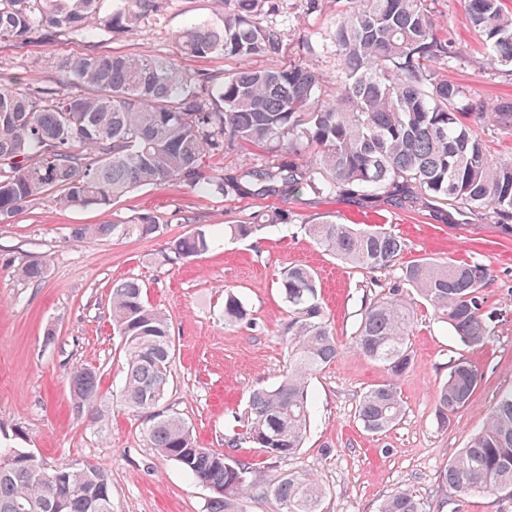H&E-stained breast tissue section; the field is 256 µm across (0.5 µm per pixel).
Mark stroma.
<instances>
[{"label": "stroma", "mask_w": 512, "mask_h": 512, "mask_svg": "<svg viewBox=\"0 0 512 512\" xmlns=\"http://www.w3.org/2000/svg\"><path fill=\"white\" fill-rule=\"evenodd\" d=\"M283 6L279 21L288 33L289 59L334 73L329 40L334 0H322L313 12L305 0H284ZM432 8L440 34L462 52L461 58L440 63L439 75L491 104L512 99V72L489 68L465 0H432ZM223 10L221 0H165L159 17L131 33L105 32L94 17L84 38L35 32L0 43V89L16 84L33 91L63 90L58 59L89 48L175 55L187 72L222 78L232 61L179 56L175 36L189 23L216 19ZM267 159L260 148L229 142L211 152L205 166L220 178ZM260 213L281 222L248 237L225 236V225L251 223ZM140 216L154 217L161 233L122 241L79 240L72 233L80 224H128ZM325 221L384 228L401 238L404 249L390 269L353 267L308 236L306 225ZM197 230L213 238L208 252L176 264L163 262L169 241ZM33 257L48 263L43 282L26 283L15 275ZM421 258L488 268L484 297L491 334L484 347L464 346L401 284L403 266ZM293 264L316 272L342 348L311 380L303 448L275 460L247 443V410L251 392L275 384L286 370L288 309L278 279ZM127 279L138 281L149 304L168 319L174 361L162 406L190 425L201 447L250 462L262 483L287 473L315 477L326 492V512H378L383 499L400 489L411 490L427 512H512L510 496H467L442 479L460 449L484 427L499 397L512 391V233L500 225L477 212L452 209L441 222L428 208L309 192L227 197L174 182L137 189L103 209L63 208L45 197L13 223L0 224V442L29 449L52 468L102 467L112 488V512H206L210 490L149 448L146 414L119 402L125 353L112 327L110 295L113 283ZM395 290L412 311L414 361L397 380L403 416L388 431L371 434L359 424L356 405L388 373L350 348L349 340L366 302ZM228 291L243 302L250 323L225 324ZM50 328L55 339L49 343ZM462 358L482 372L483 380L471 404L444 423L437 393ZM80 365L100 375L102 405L109 412L105 431L90 427L73 410L68 373Z\"/></svg>", "instance_id": "1"}]
</instances>
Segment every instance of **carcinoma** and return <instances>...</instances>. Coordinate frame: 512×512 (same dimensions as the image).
Here are the masks:
<instances>
[{
  "label": "carcinoma",
  "instance_id": "1",
  "mask_svg": "<svg viewBox=\"0 0 512 512\" xmlns=\"http://www.w3.org/2000/svg\"><path fill=\"white\" fill-rule=\"evenodd\" d=\"M100 0H0V41L20 39L36 25L73 36L86 34ZM329 40L336 51V84L297 62L274 63L287 33L274 21L283 0H224L217 21L192 23L176 37L184 56L273 61L244 66L219 81L183 70L174 58L90 51L59 61L69 89L61 92L0 90V222L9 223L45 196L68 208H106L143 186L182 183L226 196L302 193L383 197L400 208L432 201L463 211L480 209L504 227L512 221V161L491 156L474 126L492 119L512 127V101L491 107L466 97L462 86L440 78L435 65L460 52L441 36L428 0H344ZM470 22L488 64L512 72V13L501 0H466ZM162 0H116L100 25L112 33L137 30L162 8ZM272 154L260 169L211 176L206 153L224 137ZM229 224L224 231L249 236L264 228ZM160 232L151 216L129 224H88L77 239H127ZM324 250L368 270L393 266L403 250L397 236L357 231L345 224H310ZM211 240L193 232L171 242L164 260L195 258ZM47 263L33 258L16 269L40 282ZM401 281L427 301L460 342L485 345L490 330L480 263L423 258L402 269ZM288 306V368L280 382L249 398V442L271 459L298 452L309 428V381L339 352L319 298L314 273L294 265L283 272ZM112 325L124 342L127 375L123 404L150 413L149 447L177 462L212 491L208 512H243L242 500L258 488L248 463L198 446L184 419L159 409L171 376L173 349L166 316L145 301L143 288L127 280L112 286ZM248 321L233 293L224 299V322ZM411 312L392 295L365 305L350 345L382 364L389 378L363 393L357 417L371 433L401 418L396 380L413 364ZM74 412L101 430L97 372L70 371ZM482 381L471 362H455L438 393L442 421L465 409ZM443 481L466 495L490 491L512 496V391L502 395L484 428L448 465ZM264 494L277 512H324L317 479L283 474ZM0 512H112V488L103 469H51L23 448H0ZM379 512H426L408 490L388 496Z\"/></svg>",
  "mask_w": 512,
  "mask_h": 512
}]
</instances>
